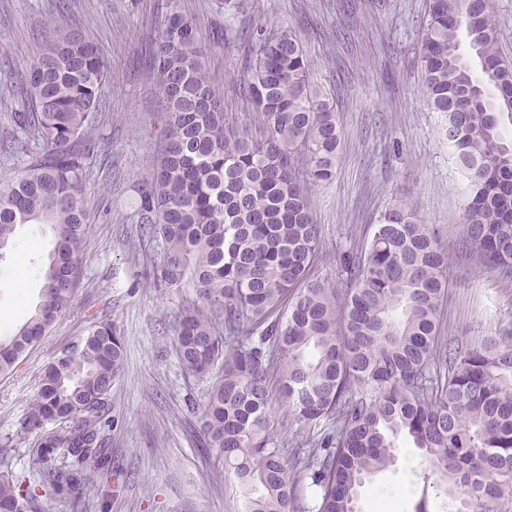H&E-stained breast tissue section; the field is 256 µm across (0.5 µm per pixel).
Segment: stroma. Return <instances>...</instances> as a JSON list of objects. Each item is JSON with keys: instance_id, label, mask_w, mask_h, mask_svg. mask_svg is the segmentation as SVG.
<instances>
[{"instance_id": "stroma-1", "label": "stroma", "mask_w": 512, "mask_h": 512, "mask_svg": "<svg viewBox=\"0 0 512 512\" xmlns=\"http://www.w3.org/2000/svg\"><path fill=\"white\" fill-rule=\"evenodd\" d=\"M238 25L267 20L301 40L312 81L336 101L341 149L333 177L312 185L314 219L324 258L314 278L338 282V256L355 248L380 214L409 204L427 224L461 230L466 184L453 165L434 112L422 92L418 59L427 0H232ZM208 49L212 82L224 110L242 117L233 87L242 47L214 43L224 19L221 0H189ZM166 0H0V92L36 60L59 28L74 26L97 45L112 80L93 123L103 136L89 159L84 197L88 230L81 279L68 312L13 371L0 376V470L29 474L26 412L44 367L95 326L110 322L125 339L126 367L109 397L104 430L112 464V496L96 512H241L231 480L218 477L198 443L206 386L182 372L173 348V315L183 294L154 288L155 242L139 239L132 218L136 189L157 144V93L145 48ZM53 237L43 224L23 225L0 258V336L26 321L40 300V272ZM445 333L476 338L512 323V287L471 261L450 270ZM418 449L402 448L393 466L360 490L358 512H414L406 487L423 471Z\"/></svg>"}]
</instances>
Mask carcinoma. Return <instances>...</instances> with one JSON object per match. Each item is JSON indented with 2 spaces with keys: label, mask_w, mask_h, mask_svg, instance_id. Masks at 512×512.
Segmentation results:
<instances>
[{
  "label": "carcinoma",
  "mask_w": 512,
  "mask_h": 512,
  "mask_svg": "<svg viewBox=\"0 0 512 512\" xmlns=\"http://www.w3.org/2000/svg\"><path fill=\"white\" fill-rule=\"evenodd\" d=\"M148 51L161 100L163 149L138 189L134 218L160 247L157 288L193 291L175 314L182 370L208 382L201 444L222 461L243 512H356L359 489L396 460L400 441L423 452L432 487L456 512L512 506V328L478 342L445 339L448 230L407 205L386 209L366 246L339 256L347 287L309 279L321 235L307 185L332 177L341 147L333 103L308 80L302 45L265 22L248 29L235 121L207 72V51L185 0ZM241 39L232 12L220 31ZM469 53H464L462 45ZM419 55L423 90L467 182L461 259L512 284V63L497 47L494 0H429ZM112 80L77 30L42 45L18 92L16 134L4 155L17 175L0 188V251L17 227L47 224L54 247L31 317L0 337V375L71 306L88 215L83 183L100 137L90 114ZM124 337L94 326L73 355L43 371L26 429L37 478L0 473V512H38L43 497L94 479ZM295 427L282 445L270 375Z\"/></svg>",
  "instance_id": "1"
}]
</instances>
